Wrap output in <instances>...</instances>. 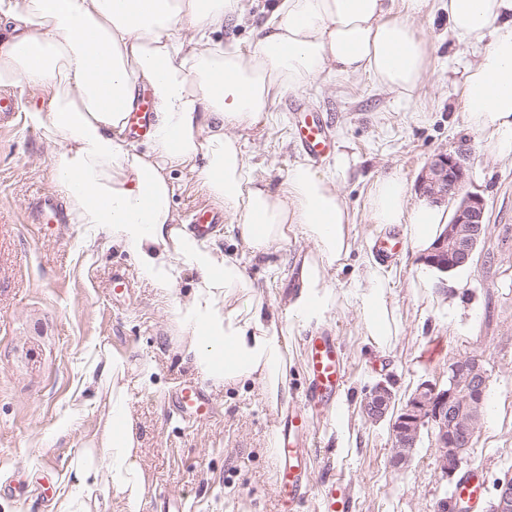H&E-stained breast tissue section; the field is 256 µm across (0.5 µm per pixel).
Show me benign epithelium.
I'll use <instances>...</instances> for the list:
<instances>
[{
    "label": "benign epithelium",
    "instance_id": "1",
    "mask_svg": "<svg viewBox=\"0 0 512 512\" xmlns=\"http://www.w3.org/2000/svg\"><path fill=\"white\" fill-rule=\"evenodd\" d=\"M469 180L466 155L440 154L423 168L418 191L436 203H453L449 224L436 241L427 263L446 272L470 264L485 236V201L474 193L462 194ZM488 373L476 357L460 358L448 365V380L439 386L420 383L391 422L393 443L389 465L406 466L413 458L421 430L430 428L443 477L454 476L483 423ZM393 401L383 384L366 393L363 413L372 422L382 420ZM492 512H512V478L495 485Z\"/></svg>",
    "mask_w": 512,
    "mask_h": 512
}]
</instances>
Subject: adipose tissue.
Masks as SVG:
<instances>
[{"label": "adipose tissue", "instance_id": "ef3b65f1", "mask_svg": "<svg viewBox=\"0 0 512 512\" xmlns=\"http://www.w3.org/2000/svg\"><path fill=\"white\" fill-rule=\"evenodd\" d=\"M247 0H0V87L14 90L28 124L52 144L54 185L74 223L90 224L120 247L151 287L169 292L183 265L198 278L177 305L184 350L212 383L260 381L270 402L288 393V351L274 319L238 260L214 241L177 228L172 171L196 173L232 221L224 233L250 256L299 232L317 260L305 262L288 302L299 326L320 324L339 301L327 271L351 249V214L335 174L298 161L278 187L254 177L232 128L265 122L272 93L325 74H367L411 97L428 72L430 51L416 21L429 0H267L268 19L250 53L214 33L246 14ZM457 43L482 45L462 86L466 122L499 159L512 161V0H448ZM152 90V131L144 149L128 143L126 112L140 87ZM40 103H33V96ZM368 221L401 230L429 252L448 221L443 209L410 201L394 172L375 179ZM349 300L364 336L388 343L387 273L367 259ZM126 360L105 355L109 410L72 467L71 492L58 512H112L120 495L139 512L145 481L137 428L122 382Z\"/></svg>", "mask_w": 512, "mask_h": 512}]
</instances>
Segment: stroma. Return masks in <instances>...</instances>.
I'll return each instance as SVG.
<instances>
[{
	"mask_svg": "<svg viewBox=\"0 0 512 512\" xmlns=\"http://www.w3.org/2000/svg\"><path fill=\"white\" fill-rule=\"evenodd\" d=\"M429 5L430 15L417 26L433 47L430 67L411 98L378 88L364 74L326 75L299 90H277L265 123L233 130L256 176L275 187L307 157L294 135L292 102L330 117L333 153L320 167L333 169L337 155L348 157L338 179L353 213V247L345 265L327 274L342 297L357 289L365 254L384 236L367 221V195L377 175L398 172L415 201L427 162L463 152L471 167L464 190L485 201L488 234L460 274L462 288L447 290L438 277L423 282L426 263L411 247L388 262L397 324L389 343L365 338L358 313L343 301L322 323L344 359L347 416L341 428L335 411L315 417L309 459L315 478L330 477L346 490L352 512H434L453 494L456 483L443 478L429 431H422L412 464L393 469L389 423L368 422L362 401L382 383L394 394L393 411H400L418 384H445L449 363L461 357L480 358L489 374L483 426L462 466L482 473L488 502L496 482L512 477V161L496 158L468 128L461 87L478 50L456 43L447 0ZM172 179L173 209L179 223H189L192 209L209 197L194 173L176 171ZM55 193L42 131L20 115L0 126V512H56L70 491L72 464L106 411L105 395L89 380L105 348L128 361L124 381L147 477L140 512H168L174 498L183 512H281L277 424L299 401L304 383L305 331L289 320L288 298L301 259L316 254L314 242L299 236L253 258L223 230L212 234L226 256L245 263L268 315L288 338L289 390L274 404L261 383L217 386L184 358L174 309L197 279L193 268L183 270L169 293H159L94 226L33 223L32 203ZM118 270L132 284L123 297L112 294ZM433 340L442 352L428 364L422 354ZM146 359L155 364L147 385L139 373ZM187 381L209 393V420L188 424L170 409V394ZM343 433L350 447H339Z\"/></svg>",
	"mask_w": 512,
	"mask_h": 512,
	"instance_id": "stroma-1",
	"label": "stroma"
}]
</instances>
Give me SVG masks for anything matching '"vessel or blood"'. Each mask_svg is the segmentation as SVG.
Returning a JSON list of instances; mask_svg holds the SVG:
<instances>
[{
	"label": "vessel or blood",
	"instance_id": "obj_1",
	"mask_svg": "<svg viewBox=\"0 0 512 512\" xmlns=\"http://www.w3.org/2000/svg\"><path fill=\"white\" fill-rule=\"evenodd\" d=\"M153 109L152 97L146 93L140 94L136 111L130 112L127 117L131 135L147 134ZM298 140L313 159L325 157L331 144L326 120L320 116L304 118L298 128ZM35 209L36 223L60 224L64 221L63 208L54 199L46 198L37 202ZM223 221V212L202 204L194 209L190 224L197 235L207 236ZM302 350L307 384L302 391L301 403L288 406L277 426L275 485L284 512H300L314 485L306 449L311 415L324 411L346 382L335 337L319 334L304 337ZM174 407L178 416L187 423L208 419L213 414V405L204 388L199 385L180 387L175 393ZM322 487L328 512H350V500L337 490L335 480H324ZM483 494L481 475L472 468L465 470L456 484V497L468 500L476 508L480 506Z\"/></svg>",
	"mask_w": 512,
	"mask_h": 512
}]
</instances>
